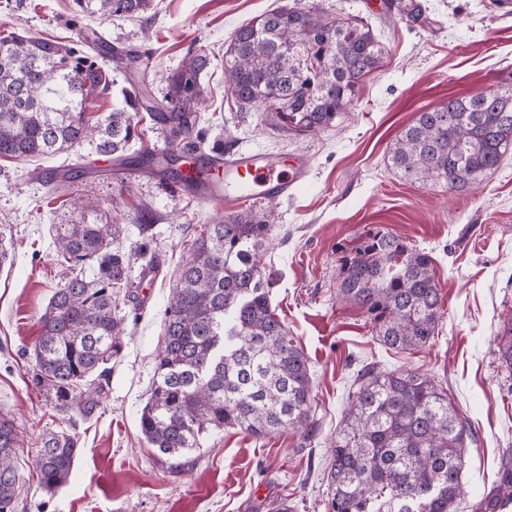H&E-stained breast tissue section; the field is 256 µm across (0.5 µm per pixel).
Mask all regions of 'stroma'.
Masks as SVG:
<instances>
[{
  "mask_svg": "<svg viewBox=\"0 0 512 512\" xmlns=\"http://www.w3.org/2000/svg\"><path fill=\"white\" fill-rule=\"evenodd\" d=\"M285 2L153 0L138 17L105 21L77 15L74 0H0L1 33L69 44L85 29L112 46L141 50L138 70L158 98L167 92V75L191 55L206 54L202 156L260 150L304 158L308 168L295 191L276 201L263 272L274 308L309 358L316 430L308 439L291 429L264 439L215 430L175 472L145 442L140 414L178 269L201 225L228 208L176 192L137 165L116 169L89 144L53 156L0 158V246L9 253L0 267V410L11 413L17 430V512H272L282 502L290 512H326L329 446L352 380L369 363L427 374L470 423L475 441L466 452L461 512H471L498 483L503 454L512 448V374L494 354L499 326L512 317V155L480 184L457 192L402 180L388 148L418 112L449 96L512 87V13L490 0H421L427 23H384L382 0H304L330 17L368 23L384 48V66L364 80L349 112L316 135L297 137L266 126L261 112L239 113L224 80L232 32ZM97 63L109 88L86 101L96 118L119 103L126 83L111 58ZM64 169L81 175L66 191L50 193L45 178ZM89 195L99 216L124 227L116 245L132 255L129 277L142 305L133 307L118 289L127 326L122 351L92 412L65 416L29 374L38 319L64 272L55 227L78 223ZM143 209L151 215L145 230L136 221ZM377 231L432 260L443 317L423 348L382 346L363 311L336 298L343 257ZM143 243L156 261L149 282L136 254ZM50 431L73 435L79 448L68 484L52 493L35 473L40 439Z\"/></svg>",
  "mask_w": 512,
  "mask_h": 512,
  "instance_id": "1",
  "label": "stroma"
}]
</instances>
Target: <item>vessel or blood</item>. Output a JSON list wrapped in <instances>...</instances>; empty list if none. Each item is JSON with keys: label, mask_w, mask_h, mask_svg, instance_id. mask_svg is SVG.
Listing matches in <instances>:
<instances>
[{"label": "vessel or blood", "mask_w": 512, "mask_h": 512, "mask_svg": "<svg viewBox=\"0 0 512 512\" xmlns=\"http://www.w3.org/2000/svg\"><path fill=\"white\" fill-rule=\"evenodd\" d=\"M205 195L231 205L243 200H270L290 191L302 175L295 163L266 152H250L216 160Z\"/></svg>", "instance_id": "obj_1"}]
</instances>
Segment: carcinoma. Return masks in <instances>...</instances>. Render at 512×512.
Returning <instances> with one entry per match:
<instances>
[{
  "label": "carcinoma",
  "instance_id": "obj_1",
  "mask_svg": "<svg viewBox=\"0 0 512 512\" xmlns=\"http://www.w3.org/2000/svg\"><path fill=\"white\" fill-rule=\"evenodd\" d=\"M152 0H75L80 14L110 19L146 12ZM81 48L22 34L0 39V157L53 155L86 143L128 163L136 135L133 114L147 113L174 151L138 160L150 175L185 182L197 193L207 166L182 175L206 140L200 127L199 75L207 57H191L169 77L160 104L145 77L122 88L121 104L91 119L86 100L101 75L92 51L100 37L79 33ZM136 50L112 61L134 70ZM384 67V53L363 21L324 17L283 5L236 28L224 50L227 91L239 112L266 107L276 131L315 135L358 98L363 79ZM512 151V88L450 96L418 113L389 148L393 169L410 182L465 190L496 171ZM275 207L247 208L204 225L194 239L164 311V345L140 416L147 443L177 459L209 430L237 428L255 438L293 429L313 432V380L308 357L272 308L261 267ZM122 225L95 218L56 225V249L69 274L39 318L32 386L61 413L87 411L107 365L122 350L125 317L112 288L128 283L130 256L112 248ZM91 265L95 274L83 275ZM360 307L376 339L391 349H417L435 336L442 297L430 256L384 232L344 259L337 288ZM495 355L512 373V317L496 335ZM17 433L0 413V512H15ZM472 430L429 376L371 366L357 374L331 446L329 512H458L464 452ZM77 440L65 432L42 439L40 487L54 492L71 475ZM512 504V467L475 512Z\"/></svg>",
  "mask_w": 512,
  "mask_h": 512
}]
</instances>
